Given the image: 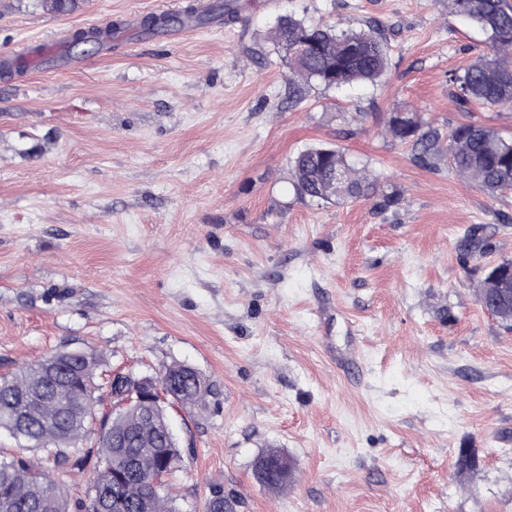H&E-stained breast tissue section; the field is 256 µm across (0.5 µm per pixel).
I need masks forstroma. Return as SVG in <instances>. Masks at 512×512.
I'll return each instance as SVG.
<instances>
[{
	"mask_svg": "<svg viewBox=\"0 0 512 512\" xmlns=\"http://www.w3.org/2000/svg\"><path fill=\"white\" fill-rule=\"evenodd\" d=\"M189 2L0 0V375L60 346L106 375L195 368L205 407L171 413L182 512H203L213 485L231 512H512V329L475 296L512 260V192L419 167L384 131L399 109L512 135V109L467 113L451 94L486 34L444 0H237L221 29L137 33L80 71L3 62ZM288 14L381 23L385 78L289 103L270 36ZM342 112L367 119L347 136ZM317 145L376 195L298 199L289 160ZM270 448L294 461L280 493L254 477ZM461 448L475 470L458 471Z\"/></svg>",
	"mask_w": 512,
	"mask_h": 512,
	"instance_id": "stroma-1",
	"label": "stroma"
}]
</instances>
